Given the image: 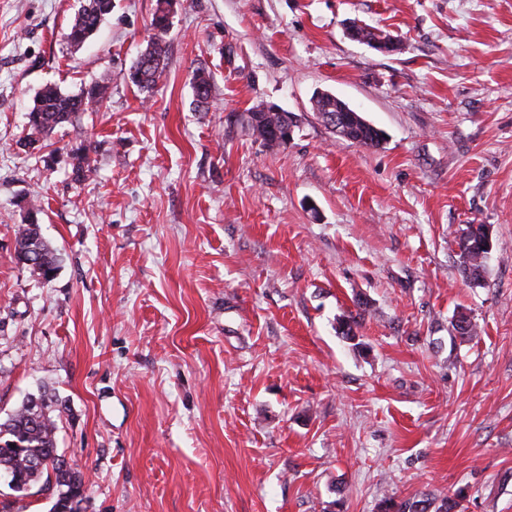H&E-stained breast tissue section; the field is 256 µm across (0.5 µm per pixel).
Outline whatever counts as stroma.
I'll return each instance as SVG.
<instances>
[{"mask_svg": "<svg viewBox=\"0 0 512 512\" xmlns=\"http://www.w3.org/2000/svg\"><path fill=\"white\" fill-rule=\"evenodd\" d=\"M155 5L113 0L75 50L79 0H0V420L56 394L81 512H378L460 490L464 512H512V0H178L146 97L125 74ZM105 75L106 106L27 152L40 89ZM320 90L382 145L317 120ZM259 102L296 117L287 144L248 133ZM36 194L47 284L14 256ZM469 224L492 229L477 284ZM193 104L199 112L209 111L213 98V83L210 73L197 67L192 75ZM91 149L88 146L80 144L71 150L72 179L75 182H82L90 178L94 172V159L90 157ZM475 224H469L466 231L460 237V241L458 243L459 247L462 249L460 252V258L462 259V267L463 273L470 280V282H476L481 277L482 272L485 269L486 260L482 253V250L479 248L468 247L467 245H472L476 241L477 233L483 227L482 224H478L477 228L474 227ZM482 238L480 239V247L483 250L487 251L485 255L486 258L489 257L492 250V234L490 230V226L484 225L482 229Z\"/></svg>", "mask_w": 512, "mask_h": 512, "instance_id": "stroma-1", "label": "stroma"}]
</instances>
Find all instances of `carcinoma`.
<instances>
[{
	"label": "carcinoma",
	"instance_id": "cac0c4a2",
	"mask_svg": "<svg viewBox=\"0 0 512 512\" xmlns=\"http://www.w3.org/2000/svg\"><path fill=\"white\" fill-rule=\"evenodd\" d=\"M166 0H157L151 26L156 34L148 42L144 54L151 64L136 67L127 74L128 81L143 93L153 90L165 68L168 55V45L165 36L168 33L170 20L164 7ZM112 12V0H84L67 33L68 43L81 47L98 30L103 20ZM193 104L200 112H207L213 98V83L210 73L203 67L195 69L192 75ZM110 95V81L103 78L88 86H84L75 94H65L53 85L45 86L38 92L33 105L28 112L30 133L22 145H33L48 139L54 130L65 124L73 123L78 114L105 104ZM347 120V140L366 147H377L383 139L382 132L362 116L354 112L344 114ZM252 135L263 144L274 147L281 145L272 128L281 125L282 116L272 112L265 104L252 106L245 117ZM91 149L80 145L71 150L72 179L82 182L90 178L94 172V159L90 157ZM29 214L33 215L30 222L19 225L16 233L15 247L20 253L40 251L43 262L41 268H29L31 274L41 277L48 270L58 267L59 257L40 234V224L36 215L42 208L36 199L27 203ZM480 228L469 225L466 234L460 237V258L463 273L476 282L485 269L486 260L479 248H470L476 241ZM40 406L31 407L30 402H24L21 407L7 420L0 422V471L17 473L23 484L32 487L40 485V490L52 496L53 503L50 512H67L66 503L75 496L84 495L85 482L83 475L75 470H63L56 464H42L49 458L62 456L57 447V419L53 415L56 407L52 399L42 394L38 397ZM7 441H17L19 446L11 448L3 446ZM463 491H458L455 497H446L440 504L424 494L419 497L396 499L386 497L379 504L380 512H459L460 499Z\"/></svg>",
	"mask_w": 512,
	"mask_h": 512
}]
</instances>
